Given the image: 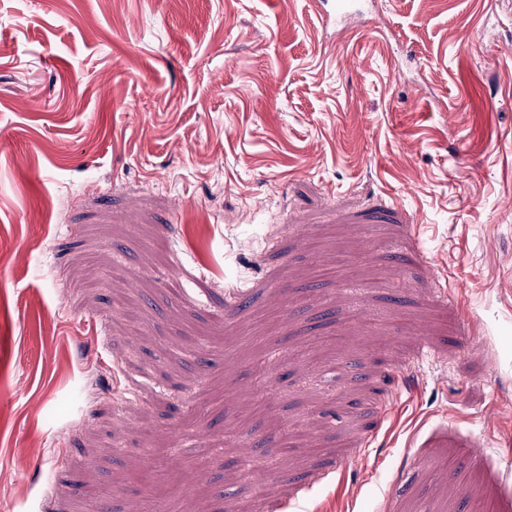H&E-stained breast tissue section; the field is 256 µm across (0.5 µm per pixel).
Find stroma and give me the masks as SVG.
I'll return each mask as SVG.
<instances>
[{
	"label": "stroma",
	"instance_id": "obj_1",
	"mask_svg": "<svg viewBox=\"0 0 512 512\" xmlns=\"http://www.w3.org/2000/svg\"><path fill=\"white\" fill-rule=\"evenodd\" d=\"M0 253V512H512V0H0ZM358 1L340 0L336 1V8L329 14L327 21L336 24V28H347L352 26L353 14L361 12L357 7Z\"/></svg>",
	"mask_w": 512,
	"mask_h": 512
}]
</instances>
